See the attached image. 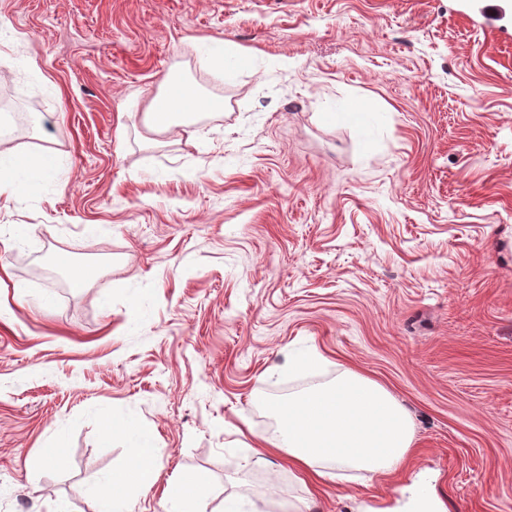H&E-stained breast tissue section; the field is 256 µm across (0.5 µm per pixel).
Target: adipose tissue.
Segmentation results:
<instances>
[{"mask_svg":"<svg viewBox=\"0 0 512 512\" xmlns=\"http://www.w3.org/2000/svg\"><path fill=\"white\" fill-rule=\"evenodd\" d=\"M202 60L228 81L252 67L248 55L221 41L205 44ZM202 106L193 88L170 82L147 102L142 121L157 134L180 129L192 144L197 133L189 117ZM70 169V161L54 153L22 159L1 149L0 201L11 202L32 187L51 192ZM268 408L277 424L272 430L253 433L255 447L283 452L297 470L321 478L347 471L392 473L403 464L414 442V421L407 410L375 380L351 369L333 384L271 402ZM136 421L135 408L127 407L120 427L112 431L113 436L134 442L136 464L128 475L107 472L87 487L94 512H132V490L154 482L159 450L148 433L137 429Z\"/></svg>","mask_w":512,"mask_h":512,"instance_id":"1","label":"adipose tissue"}]
</instances>
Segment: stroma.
<instances>
[{
	"label": "stroma",
	"mask_w": 512,
	"mask_h": 512,
	"mask_svg": "<svg viewBox=\"0 0 512 512\" xmlns=\"http://www.w3.org/2000/svg\"><path fill=\"white\" fill-rule=\"evenodd\" d=\"M0 24L1 142L72 160L0 205L28 227L0 244V512H92L86 486L132 467L108 437L130 405L162 450L135 512L175 474L211 512H512V0H0ZM212 39L253 68L213 75ZM166 77L211 103L195 144L140 121ZM346 368L412 415L408 460L313 489L256 462L265 400Z\"/></svg>",
	"instance_id": "35a3bbf8"
}]
</instances>
